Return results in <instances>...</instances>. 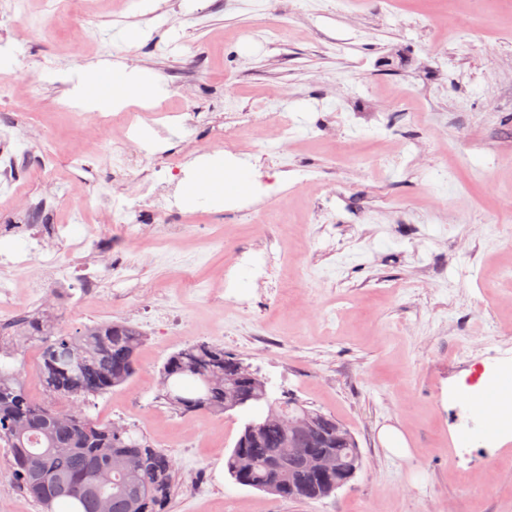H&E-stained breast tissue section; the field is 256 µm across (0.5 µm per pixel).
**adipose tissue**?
<instances>
[{"label":"adipose tissue","mask_w":512,"mask_h":512,"mask_svg":"<svg viewBox=\"0 0 512 512\" xmlns=\"http://www.w3.org/2000/svg\"><path fill=\"white\" fill-rule=\"evenodd\" d=\"M84 92L97 100L111 101L121 107L131 100L159 101L166 89L154 74L145 70H126L120 64L90 66L84 78ZM250 171L224 165L216 160L201 168L196 178L186 185L185 191L192 196H208L229 191L240 192L249 188Z\"/></svg>","instance_id":"1"}]
</instances>
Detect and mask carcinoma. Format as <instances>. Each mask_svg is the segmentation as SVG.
Returning a JSON list of instances; mask_svg holds the SVG:
<instances>
[{
	"instance_id": "cac0c4a2",
	"label": "carcinoma",
	"mask_w": 512,
	"mask_h": 512,
	"mask_svg": "<svg viewBox=\"0 0 512 512\" xmlns=\"http://www.w3.org/2000/svg\"><path fill=\"white\" fill-rule=\"evenodd\" d=\"M40 347L38 377L53 400L35 401L22 372L0 364V440L21 487L47 512H67L70 501L81 512H166L175 486L171 456L137 428L102 423L84 411L86 398L102 396L135 376L143 340L138 326L106 321L74 331L57 330L53 316L24 326ZM242 362L217 344L200 342L171 354L159 369L170 395L158 393L177 413L223 415L238 412L241 431L225 457L234 483L285 500L319 501L336 493L340 476L310 472L301 453L334 455L346 466L360 460L352 433L335 416L307 406L285 389L280 394L259 371L238 381ZM294 417L305 412L313 431L293 436L269 412ZM112 470L106 494L91 488L95 472Z\"/></svg>"
}]
</instances>
